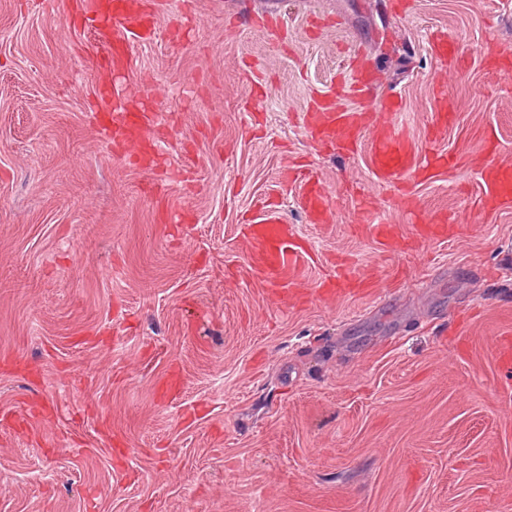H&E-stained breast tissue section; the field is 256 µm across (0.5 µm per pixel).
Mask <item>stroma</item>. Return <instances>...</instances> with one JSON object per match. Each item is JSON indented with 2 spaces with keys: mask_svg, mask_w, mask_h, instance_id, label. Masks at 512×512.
<instances>
[{
  "mask_svg": "<svg viewBox=\"0 0 512 512\" xmlns=\"http://www.w3.org/2000/svg\"><path fill=\"white\" fill-rule=\"evenodd\" d=\"M88 0H0V512H512V391L494 348L512 332V207L477 203L483 131L512 160V0H147L152 39L119 80L168 136L142 170L102 141ZM457 42L464 67L434 56ZM379 108L460 164L398 190L303 130L353 51ZM322 178L309 223L294 166ZM268 198L374 297L280 308L252 279L244 215ZM414 233L443 211L457 238L391 255L362 200ZM178 373L166 399L160 382Z\"/></svg>",
  "mask_w": 512,
  "mask_h": 512,
  "instance_id": "obj_1",
  "label": "stroma"
}]
</instances>
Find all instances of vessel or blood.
Masks as SVG:
<instances>
[{
	"instance_id": "b4317fda",
	"label": "vessel or blood",
	"mask_w": 512,
	"mask_h": 512,
	"mask_svg": "<svg viewBox=\"0 0 512 512\" xmlns=\"http://www.w3.org/2000/svg\"><path fill=\"white\" fill-rule=\"evenodd\" d=\"M86 22L101 50L96 64L107 75L127 68L132 41L146 39L155 30L154 16L141 8L138 0H94ZM341 88L356 100L368 97L371 82L363 60L351 64L348 79ZM98 92L114 103L112 110L98 116V133L106 140L121 144L130 158L143 160L145 133L155 122V113L118 105L119 93L109 78L99 84ZM306 129L315 144L348 153L355 152L361 141H368V162L376 178L394 187L410 178L418 181L432 178L435 173L456 169L459 164L455 155L420 147L396 125L381 119L367 124L363 112L339 106L332 97L315 102ZM477 168L480 207L486 211L511 207L512 164L490 155L478 162ZM296 179L302 189L301 207L310 222L329 223L333 202L322 181L310 171L298 173ZM369 229L387 253L408 247L395 225L373 219ZM457 233V225L438 217L416 227L417 236L440 240L452 239ZM240 242L251 257L253 278L268 288L277 302L292 305L314 297L332 302L347 293L371 295L375 292L369 275L347 265L318 282L315 288H307L303 272L312 252L309 246L298 242L293 225L281 218L266 216L250 220L244 226ZM495 350L502 377L511 384L512 336L498 337Z\"/></svg>"
}]
</instances>
